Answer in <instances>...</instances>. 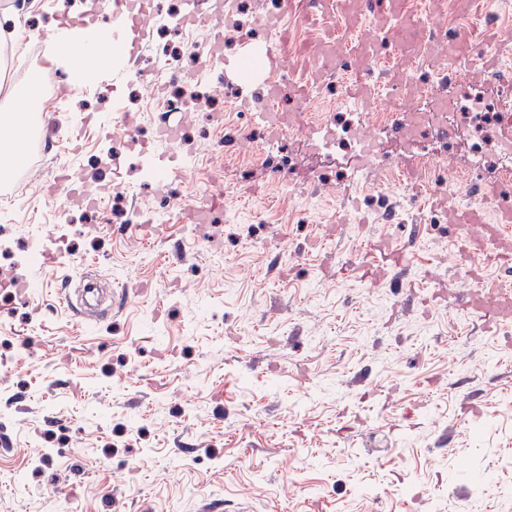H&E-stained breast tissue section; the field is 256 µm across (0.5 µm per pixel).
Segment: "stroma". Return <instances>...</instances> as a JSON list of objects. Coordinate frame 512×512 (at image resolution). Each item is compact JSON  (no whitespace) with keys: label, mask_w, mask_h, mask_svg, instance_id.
<instances>
[{"label":"stroma","mask_w":512,"mask_h":512,"mask_svg":"<svg viewBox=\"0 0 512 512\" xmlns=\"http://www.w3.org/2000/svg\"><path fill=\"white\" fill-rule=\"evenodd\" d=\"M19 52L0 99L37 84L51 108L0 208V512H512V337L434 297L462 280L448 256L456 234L442 218L448 186L428 197L394 191L404 221H386L377 190L387 169L403 170L412 145L383 139L365 156L319 157L289 129L244 104L262 88L233 65L297 29L296 49L315 53L326 35L352 41L345 21L284 13L271 0H207L187 35L198 50L185 79L202 82V101L162 112L152 78L134 83L125 60L73 83L47 67L59 28L58 0H28ZM227 70L211 78L209 49L220 31ZM434 71L412 60L399 81L383 79L371 102L349 96L353 67L329 75L315 65L297 76L302 100L283 113L336 100L348 107L406 110ZM135 125L116 124V111ZM177 140H153L161 124ZM276 139L283 162L269 163ZM197 157L209 192L190 175L144 182L148 167L174 169ZM103 196L108 222L87 197ZM224 208L191 224L189 208ZM139 208L126 220L128 203ZM172 219L159 223L156 209ZM238 209L239 220L224 213ZM57 254L40 292L20 258L32 239ZM413 245L423 264L356 287L342 263L368 242ZM111 280L114 308L75 325L62 301L65 275L89 269Z\"/></svg>","instance_id":"obj_1"}]
</instances>
